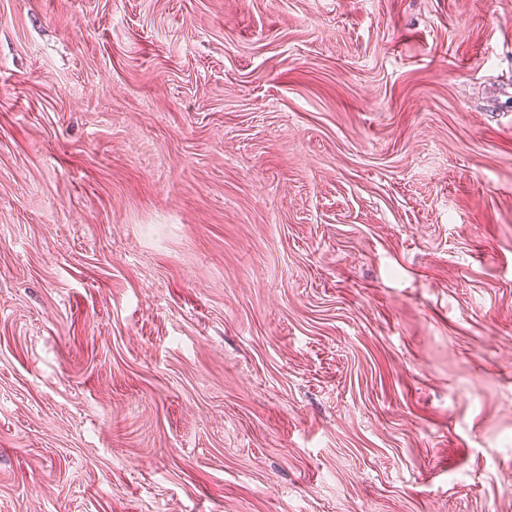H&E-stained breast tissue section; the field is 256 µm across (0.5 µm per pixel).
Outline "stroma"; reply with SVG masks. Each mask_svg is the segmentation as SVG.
<instances>
[{
	"label": "stroma",
	"instance_id": "obj_1",
	"mask_svg": "<svg viewBox=\"0 0 512 512\" xmlns=\"http://www.w3.org/2000/svg\"><path fill=\"white\" fill-rule=\"evenodd\" d=\"M0 512H512V0H0Z\"/></svg>",
	"mask_w": 512,
	"mask_h": 512
}]
</instances>
